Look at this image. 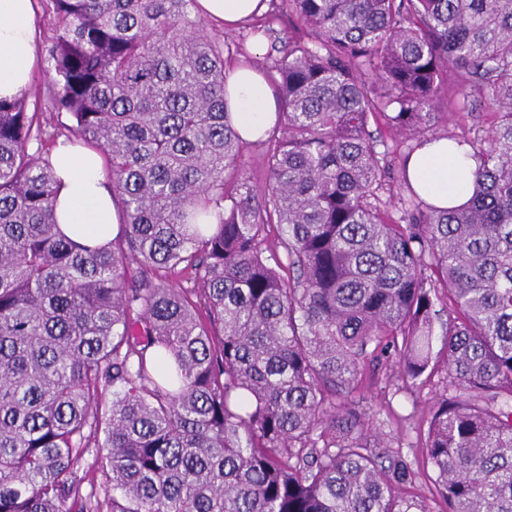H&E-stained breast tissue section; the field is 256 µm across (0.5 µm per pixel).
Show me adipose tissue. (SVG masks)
Instances as JSON below:
<instances>
[{
	"mask_svg": "<svg viewBox=\"0 0 512 512\" xmlns=\"http://www.w3.org/2000/svg\"><path fill=\"white\" fill-rule=\"evenodd\" d=\"M32 0H0V97L13 98L31 84L39 47L33 25ZM227 102L242 137L259 139L273 125L277 103L266 80L253 65L226 74ZM51 160L61 180L56 218L63 233L95 246L111 241L119 216L112 188L103 176V158L93 149L57 144ZM476 159L442 139L425 142L409 159L407 177L429 204L456 208L471 195Z\"/></svg>",
	"mask_w": 512,
	"mask_h": 512,
	"instance_id": "adipose-tissue-1",
	"label": "adipose tissue"
}]
</instances>
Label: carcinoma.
<instances>
[{"label":"carcinoma","mask_w":512,"mask_h":512,"mask_svg":"<svg viewBox=\"0 0 512 512\" xmlns=\"http://www.w3.org/2000/svg\"><path fill=\"white\" fill-rule=\"evenodd\" d=\"M266 2L258 190L196 0H37L49 83L0 98V512H432L428 472L446 512H512V0ZM450 84L493 122L448 136L480 161L448 210L406 163ZM62 137L103 155L105 245L57 224ZM380 373L445 374L420 459L370 434ZM262 153L260 147H251L245 151L243 157L244 168L257 186L262 185L265 180V164Z\"/></svg>","instance_id":"carcinoma-1"}]
</instances>
